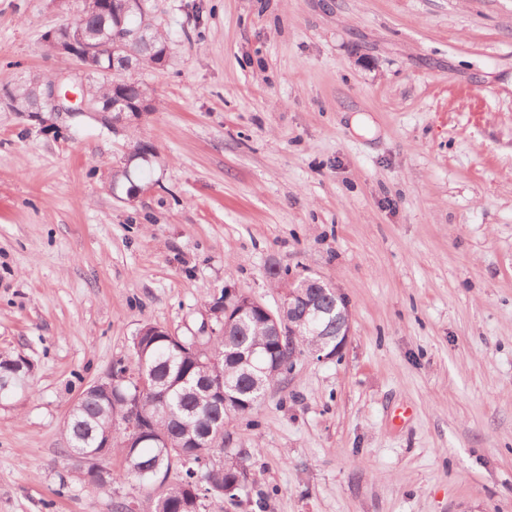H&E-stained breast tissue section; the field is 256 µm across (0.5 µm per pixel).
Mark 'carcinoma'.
I'll return each mask as SVG.
<instances>
[{
    "instance_id": "1",
    "label": "carcinoma",
    "mask_w": 512,
    "mask_h": 512,
    "mask_svg": "<svg viewBox=\"0 0 512 512\" xmlns=\"http://www.w3.org/2000/svg\"><path fill=\"white\" fill-rule=\"evenodd\" d=\"M77 22L93 32H110L119 23L132 29L150 22L149 0H81ZM149 43L133 46L142 65L157 64L156 52L168 49V38L161 31L152 32ZM110 65L105 58L91 71L90 98L110 103L120 94L128 102L137 101L146 93L143 84L134 80L116 90L104 75ZM57 79L55 75H33L28 81H0V95L15 102V108L25 111L36 103L42 86ZM152 146L141 144L129 155L125 166L113 172L112 186L123 180L132 182L131 168L148 161ZM312 276L298 279L308 284L305 295L320 301V320L302 326L293 340L272 342L267 336L268 325L259 314L249 311L228 318L224 308L210 306L214 330L203 337L207 345L202 353L193 347V337L183 336L184 346L175 348L164 329L152 323L144 324L133 338L130 368L155 386L159 396H144L137 417L148 427V434L138 436L125 432L124 423L130 416L128 397L136 390L135 382L123 381L112 389V397L104 399L85 388L72 404L65 423L69 449L78 453L100 445L107 433H112L110 447L103 455H120L124 460L123 477L135 481L145 490L141 499L122 502L120 512H134L136 503L141 512H207L206 502H236L238 494L254 485L249 466L238 455H225L223 461L212 462L214 454L224 450L227 427L237 418L252 414L262 403L267 389L281 383L288 373L290 353L308 351L336 334L341 324L340 299L332 288H315ZM20 355L0 353V373L12 375L18 388L25 387L28 367H18ZM224 377L232 388L235 400L227 405L212 406L205 399L199 383ZM158 466L160 475L142 472L143 466ZM181 475L169 482L173 466Z\"/></svg>"
}]
</instances>
